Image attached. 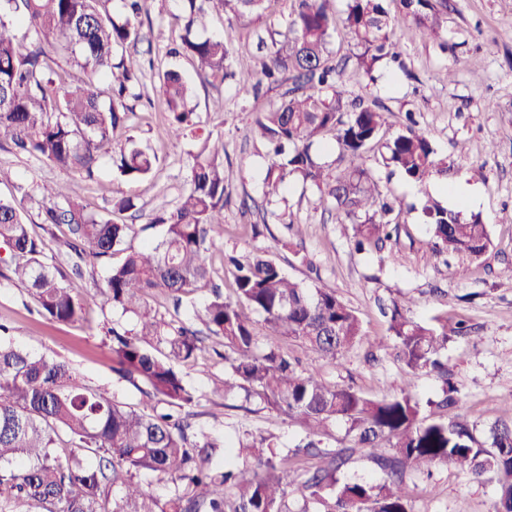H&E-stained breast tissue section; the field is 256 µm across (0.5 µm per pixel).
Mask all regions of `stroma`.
Wrapping results in <instances>:
<instances>
[{"label":"stroma","mask_w":512,"mask_h":512,"mask_svg":"<svg viewBox=\"0 0 512 512\" xmlns=\"http://www.w3.org/2000/svg\"><path fill=\"white\" fill-rule=\"evenodd\" d=\"M177 2L146 0L138 49L150 52L155 69L176 66L193 89L200 127L223 134L224 175L230 190L224 207V237L208 254L212 282L184 298V306L208 298L214 284L232 295L234 278L224 266V253L261 248L276 258L290 278L334 288L361 320L362 343L348 350L339 364L323 366L325 378L373 398L400 393L407 383L420 402L440 397L433 376L409 375L395 350L370 348L372 341L386 334L377 303L394 299L408 306L416 320L440 316L472 327V340H451L445 350L458 388L457 413L483 429L511 416L512 280L500 271L512 264V0H448L435 37L396 17L400 61L381 64L371 78L359 71L358 49L344 30L334 33L329 46L333 58L345 63L342 80L348 96L377 101L383 108L384 138L402 133L407 113H414L448 165L447 175L433 180L429 192L463 216L480 214L490 226L491 243L478 257L437 252L421 218L420 194L410 190L400 173L390 172L373 151L365 155L364 165L372 170L381 196L395 201L394 217L399 223L384 254L356 252L350 225L337 223L311 191L295 181L278 197L276 216L261 220L259 211L265 202L259 172L264 147L253 138L251 127L257 114L278 100L279 92L273 89L258 99H247L238 80L219 84L203 79L191 59L170 57L168 50L181 34ZM290 11L291 0H276L272 11L258 18H214L209 31L247 58L255 53L259 38L287 30ZM140 93L126 128L116 138L122 145L134 140L157 155L149 176L116 177L105 159L89 177L0 149V196L10 195L18 185L67 182L90 212H109L116 222L135 226L127 246L139 248L157 240L160 229L150 219L156 210L176 204L187 186L190 155L200 141L164 136L168 114L156 79L146 77ZM219 98L224 109L217 112L213 103ZM460 183L477 190L478 203L469 205L454 197ZM123 197L133 198L136 211H114V201ZM282 213L300 224L301 232L280 224L277 217ZM110 264L107 258H86L83 277L73 283L85 299L87 322L57 323L39 315L25 286L0 278V323H8L9 340L15 347L66 361L89 384L148 410L153 400L112 370L108 330L116 322L132 326L133 319L101 310L94 299L95 285L102 282ZM221 347V339H208L195 364L185 370L199 394L195 423L227 436L246 430L271 434L284 449L298 444L305 434L301 422L257 405L243 410L236 393L212 394V377L224 373V361L217 355ZM405 484L413 512H491L496 495L494 481L475 479L449 465L433 469L428 476L407 473Z\"/></svg>","instance_id":"stroma-1"}]
</instances>
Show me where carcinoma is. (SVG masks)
<instances>
[{"instance_id":"1","label":"carcinoma","mask_w":512,"mask_h":512,"mask_svg":"<svg viewBox=\"0 0 512 512\" xmlns=\"http://www.w3.org/2000/svg\"><path fill=\"white\" fill-rule=\"evenodd\" d=\"M108 2L0 0V148L88 175L105 157L115 160L124 178L153 171L156 154L114 146V133L133 111L126 101L137 98L134 90L144 77L127 52L141 39L144 0H121L120 19ZM271 2L182 0L183 34L169 54L190 57L206 79L236 76L244 63L224 40L204 35L209 18L260 17ZM383 2L346 0L345 28L362 49L358 64L367 74L381 59L400 55ZM396 2L419 30L437 36L448 0ZM293 4L288 32L271 38L260 70L242 78L247 97L258 96L266 81L283 88L253 128L267 146L265 199L299 180L315 191L319 205L352 225L356 250L380 253L398 224L387 218L392 203L377 202V183L362 164L364 154L376 150L384 166L424 191L421 213L436 246L483 254L490 233L481 216L466 219L426 192L447 168L416 123L383 141L384 113L345 95L342 71L329 62L336 31L331 0ZM55 53L87 80L64 87ZM158 80L170 117L165 135L184 136L196 125L191 88L174 68L158 72ZM328 134L338 149L331 161L317 150ZM224 155V136L207 133L191 155L189 188L172 209L151 220L162 226L161 238L138 249L124 247L134 225L87 212L66 183L33 185L19 199H0V246L8 252L7 272L0 277L25 285L48 319L85 321L86 307L65 283L67 274L82 276L88 256L123 253L99 291L101 309L135 318L130 329H110L113 369L162 404L142 411L89 385L63 360L0 341V512H289L293 485L316 505L315 512H412L403 487L406 471L429 474L447 464L476 479L493 475V512H512V417L496 421L482 439L467 418L444 414L457 400L442 350L451 339L469 335L463 324L418 322L395 300L379 304L386 339L409 372L441 380L443 398L436 406L443 413L435 415L425 413L409 382L397 395L372 399L325 380L317 368L297 370L278 346L259 347L250 312L262 318L268 336L291 338L329 364L361 340L358 316L335 289L291 279L265 251L224 255L235 269V298L215 289L202 305L192 306L187 321L152 313L146 303L152 291L163 290L178 309L210 277L205 253L224 235ZM26 201L37 205L41 223L69 226L70 266L45 262L46 244L29 230ZM196 321L224 341L229 373L213 380V393L237 388L245 402L301 421L306 433L295 449H280L271 435L226 438L195 425L190 408L198 395L182 368L201 351ZM336 422L344 425L349 445L326 449L322 436ZM61 444L69 448L63 456ZM367 448L381 480L345 478L342 467ZM142 476L172 484L170 495L161 499L146 491Z\"/></svg>"}]
</instances>
